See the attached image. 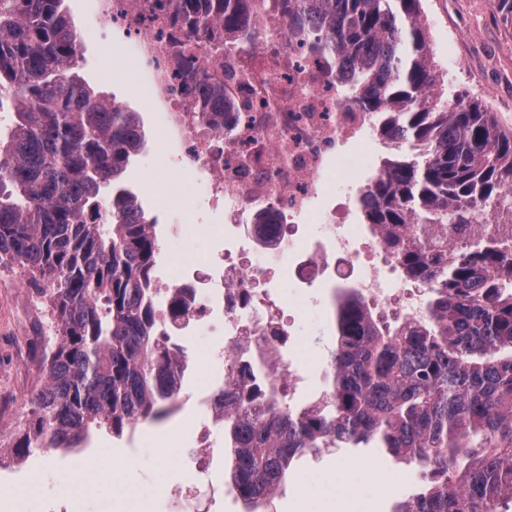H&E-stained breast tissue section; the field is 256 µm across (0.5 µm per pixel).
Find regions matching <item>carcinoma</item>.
<instances>
[{
	"mask_svg": "<svg viewBox=\"0 0 512 512\" xmlns=\"http://www.w3.org/2000/svg\"><path fill=\"white\" fill-rule=\"evenodd\" d=\"M64 0H0V264L23 269L51 304L56 341L42 361L33 418L12 437L19 463L78 447L95 430L120 437L171 413L181 349L169 346L150 281L156 223L124 174L146 144L140 113L106 99L80 74ZM246 0L213 13L182 0L173 17L221 55L243 26ZM421 0H288L349 82V99L376 113L393 150L360 190L361 222L382 233L399 274L424 281L426 321L378 320L353 287L334 291L326 389L313 407L285 406L254 361L235 383L244 407L224 417L227 474L246 512L284 485L301 455L371 442L420 468L425 484L393 512H500L512 501V230L474 232L482 211L512 226V134L479 101L449 104L421 21ZM198 92L223 113L224 95ZM110 189L112 208L100 209ZM453 225L451 245L431 243ZM191 291L164 302L176 324Z\"/></svg>",
	"mask_w": 512,
	"mask_h": 512,
	"instance_id": "1",
	"label": "carcinoma"
}]
</instances>
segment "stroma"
Wrapping results in <instances>:
<instances>
[{"mask_svg": "<svg viewBox=\"0 0 512 512\" xmlns=\"http://www.w3.org/2000/svg\"><path fill=\"white\" fill-rule=\"evenodd\" d=\"M79 35L83 62L81 73L88 83L116 102L141 113L148 135L146 149L127 171L128 182L139 192L158 233L169 230L166 186L161 177L169 165L167 146L153 134L154 113L146 111L144 88H130L124 80L126 59L117 47L104 42L90 27V0H65ZM421 14L429 32L436 64V91L445 97L479 99L494 112L500 124L512 130V0H421ZM152 168H145L146 160ZM331 284L311 288L308 298L292 306L293 327L304 338L306 362L298 368L304 381L293 404L300 407L317 399L325 389L327 347L334 335ZM39 296L18 268H0V444H7L24 424L31 397L40 385L43 357L39 323L48 315L39 307ZM201 417L189 401L158 422L138 424L123 438L108 432L90 436L86 447L72 451L37 453L20 464L0 466V512H16L19 486L37 478L51 500L67 496L70 486L82 483L90 459L107 453L109 458L132 463L121 473L128 495L151 503L153 512H167L176 487L194 478L192 440ZM177 432L180 449L169 470H162L160 439ZM369 465L380 470L384 485L357 480L353 492L342 497L344 512H393L424 482L418 467L397 459L383 448H329L306 453L295 462L285 485L268 507L270 512H297V502L319 493L337 464Z\"/></svg>", "mask_w": 512, "mask_h": 512, "instance_id": "stroma-1", "label": "stroma"}]
</instances>
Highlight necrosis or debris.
<instances>
[{"instance_id": "obj_1", "label": "necrosis or debris", "mask_w": 512, "mask_h": 512, "mask_svg": "<svg viewBox=\"0 0 512 512\" xmlns=\"http://www.w3.org/2000/svg\"><path fill=\"white\" fill-rule=\"evenodd\" d=\"M265 2L261 40L221 56L192 41L160 0H96L92 25L116 41L131 80L148 89V109L160 117L157 133L174 154L170 196L182 199L191 180L202 203L224 214L222 264L165 254V289L193 292L184 328L223 334V346L208 348L223 366L243 369L260 352L272 379L292 385L299 374L283 355L296 353L301 340L286 332V302L266 286L275 269L264 257L289 252L294 299H304L314 284L349 280L377 315L420 323L426 313L420 288L396 284L381 238L350 223L348 202L333 219L316 209L332 183L367 185L362 171L332 164L330 152L361 142L375 115L349 102L330 59L313 51L318 31L284 32L279 0ZM202 74L223 86L231 105L224 128L205 118L208 107L194 91ZM192 396L210 428L196 437L197 480L184 492L189 506L198 493L212 499L229 491L209 480L210 437L223 431L224 413L235 402L231 388L212 381L196 384Z\"/></svg>"}]
</instances>
